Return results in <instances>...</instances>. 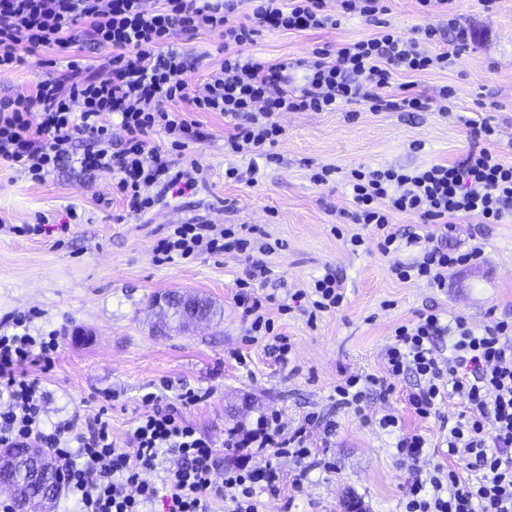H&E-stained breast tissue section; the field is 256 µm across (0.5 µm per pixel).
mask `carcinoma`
Wrapping results in <instances>:
<instances>
[{
    "label": "carcinoma",
    "instance_id": "1",
    "mask_svg": "<svg viewBox=\"0 0 512 512\" xmlns=\"http://www.w3.org/2000/svg\"><path fill=\"white\" fill-rule=\"evenodd\" d=\"M165 304L154 302L158 306L162 323L172 321L178 328L188 326L194 320H207L218 314L211 301L189 294L168 293L164 295ZM38 471L48 477L55 486V493L62 491V480L57 462L53 455L44 448L25 445L13 449V461L0 468V476L11 479L17 487L13 502L14 512H26L28 506L40 499L37 495L38 486L30 480V474Z\"/></svg>",
    "mask_w": 512,
    "mask_h": 512
}]
</instances>
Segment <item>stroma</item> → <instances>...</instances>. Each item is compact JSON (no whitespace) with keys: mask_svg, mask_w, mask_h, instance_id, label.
Here are the masks:
<instances>
[{"mask_svg":"<svg viewBox=\"0 0 512 512\" xmlns=\"http://www.w3.org/2000/svg\"><path fill=\"white\" fill-rule=\"evenodd\" d=\"M452 18L471 29L470 44L447 69L413 78L431 98L440 87H452L451 112H372L351 104L338 112L285 113V134L273 148L277 159L261 164L254 184L225 181V168L247 169L251 159L225 155L224 118L215 112L198 116L207 133L196 151L202 182L183 197L150 187L157 202L141 214L114 196L112 173L64 165L36 182L0 166V332L6 320L24 314L31 334L57 333L53 363L31 368L45 389L48 423L75 414L85 420L103 410L121 442L145 393L172 402L186 389H199L206 399L184 415L213 441L223 468L236 458L224 446L229 429L271 412L293 429L313 415L317 422L307 444L317 463L303 491L289 500L263 499L262 512H344L351 499L363 512H401L410 467L397 454L398 436L413 431L426 438L418 467L431 471L443 460L436 450L439 419L422 421L411 413L404 394L415 377L395 380L386 396L370 388L359 413L338 403L337 382L350 374L384 376L394 327L429 306L450 317L466 315L477 326L512 314V216L500 224L482 223L476 215L457 219L451 244L464 249L482 242L485 256L479 265L450 271L440 291L394 279L389 258L373 248L351 252L345 242L359 230L346 216L351 204L345 180L353 168L414 169L459 160L472 145L467 122L476 116L495 126L491 146L512 163V0H497L489 12L479 0H454L451 18L437 23L444 28ZM377 30L357 16L333 29L263 30L242 53L289 64L290 83L298 87L301 63L313 48ZM177 43L189 62L183 75L188 85L199 84L224 61V40L217 34L181 35ZM57 57L53 48L25 55L23 64L0 73V96L29 93L47 77L63 78ZM324 167L332 171L329 182H314ZM188 220L220 229L253 225L274 243L265 257L269 277L255 294L292 346L287 360H278L272 338L253 340L249 321L234 304L243 275L238 256L156 259L157 242L171 225ZM42 222L69 230L25 232V225ZM327 265L343 277L347 300L341 311L311 325L306 302L291 296ZM168 292L207 298L220 314L181 330L165 328L152 300ZM237 352L245 363L235 362ZM388 413L400 416L401 430L379 427ZM328 424L335 427L330 436L323 433Z\"/></svg>","mask_w":512,"mask_h":512,"instance_id":"1","label":"stroma"}]
</instances>
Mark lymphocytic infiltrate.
Wrapping results in <instances>:
<instances>
[{"instance_id": "lymphocytic-infiltrate-1", "label": "lymphocytic infiltrate", "mask_w": 512, "mask_h": 512, "mask_svg": "<svg viewBox=\"0 0 512 512\" xmlns=\"http://www.w3.org/2000/svg\"><path fill=\"white\" fill-rule=\"evenodd\" d=\"M253 24L235 22L231 0H161L149 11L143 0H0V72L15 68L22 53L57 48L70 83L39 82L32 94L0 98V163L6 162L35 181L44 180L60 163L84 170L109 171L127 207L153 206L146 189L153 184L182 195L194 190L200 171L176 167L152 146L149 136L164 133L173 150L183 152L206 139L199 112L223 115L224 151L248 155L247 171L225 169L228 180L255 182L258 160L270 151L284 129L285 112H335L362 103L371 111L421 112L429 98L415 91L409 75L444 70L453 52L463 49L471 32L449 24L446 48L437 43L443 30L426 25L419 37L403 38L390 28L376 36L318 47L305 66L300 88L289 86L288 66L242 57L238 49L253 44L258 29L313 31L339 26L360 15L377 21L384 0H253ZM84 26L90 43L111 49L108 79L82 78L84 62L74 48V30ZM220 33L229 51L196 86L182 75L186 58L175 45L181 34ZM182 102L186 111H169ZM120 142H113V129ZM494 127L485 120L469 123L472 147L460 160L412 170L388 166L352 169L347 186L352 223V250L375 237L377 250L394 256L390 271L401 281H420L442 289L448 272L480 263L482 243L461 251L448 246L454 220L478 215L486 224L502 223L512 214V163L503 161L489 142ZM415 218L412 228L395 230L393 214ZM416 246L411 261H401L403 246ZM267 244L235 236L211 224H178L158 248L165 258L234 251L243 255L245 276L239 279L237 306L253 319L254 331L272 333L273 323L259 300L248 297L264 286L269 269ZM313 310L333 312L345 301L342 278L325 268L313 281ZM15 333L0 334V447L36 443L51 449L62 471L63 489L80 512H151L163 502L166 512H210V501L223 499L228 512H259L260 498L281 494L273 458L288 455L305 464L312 450L303 429L288 431L278 414L259 415L251 427L228 430L225 448L240 453L241 465L216 470L214 443L183 416L184 408L202 401L188 390L178 405L162 404L147 393L143 410L125 443L112 436L109 419L96 415L83 429L73 420L47 425L39 377L27 365L51 364L59 347L55 333L31 335L25 319L14 321ZM385 351L389 378L415 374L420 382L407 393L414 414L426 420L438 415L447 400L461 410L448 428L447 467H436L429 480L413 476L405 512H512V319L492 320L473 328L465 315L445 322L433 306L414 321L396 326ZM265 458L261 468L245 459ZM178 465L162 484L147 480L165 459Z\"/></svg>"}]
</instances>
